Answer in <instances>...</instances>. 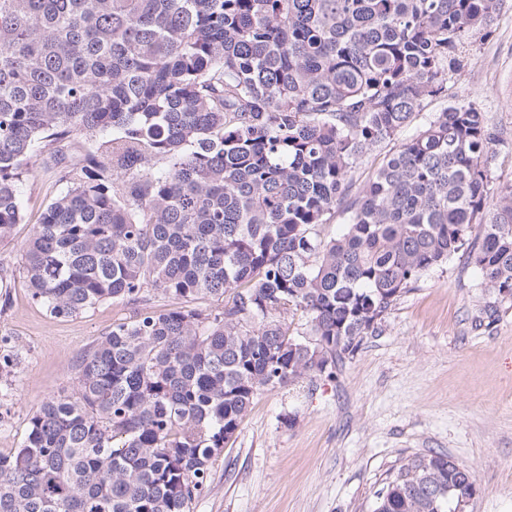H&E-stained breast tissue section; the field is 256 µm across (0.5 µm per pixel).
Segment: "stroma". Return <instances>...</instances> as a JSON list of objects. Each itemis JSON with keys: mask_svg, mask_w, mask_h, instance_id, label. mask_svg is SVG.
Masks as SVG:
<instances>
[{"mask_svg": "<svg viewBox=\"0 0 512 512\" xmlns=\"http://www.w3.org/2000/svg\"><path fill=\"white\" fill-rule=\"evenodd\" d=\"M428 111L474 106L497 134L494 190L512 186V0ZM62 189L35 165L22 197L24 223L0 243V346L18 359L0 377V455L20 447L28 419L50 395L77 387L82 353L130 307L105 302L68 319L33 303L21 247ZM465 254L426 273L366 337L335 380L262 391L236 440L214 464L194 512H370L372 493L405 456L448 453L479 485L466 512H512V303L491 321Z\"/></svg>", "mask_w": 512, "mask_h": 512, "instance_id": "obj_1", "label": "stroma"}]
</instances>
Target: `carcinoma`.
Segmentation results:
<instances>
[{"label": "carcinoma", "instance_id": "carcinoma-1", "mask_svg": "<svg viewBox=\"0 0 512 512\" xmlns=\"http://www.w3.org/2000/svg\"><path fill=\"white\" fill-rule=\"evenodd\" d=\"M502 4L0 0V243L41 156L67 188L22 249L31 300L56 318L132 306L0 455V512H193L260 392L336 379L425 273L466 250L512 300V189L487 210L484 113L425 119L353 193ZM153 295L172 307H140ZM477 492L448 454L415 453L372 512ZM418 129L419 123L417 122L401 131L390 142H387L383 144L381 147L376 148L374 151L366 154L365 157L362 158L356 172V187L362 188L363 186H365L368 183V181L373 177L379 166L382 164L386 155L397 150L400 147V145L407 139L411 138Z\"/></svg>", "mask_w": 512, "mask_h": 512}]
</instances>
